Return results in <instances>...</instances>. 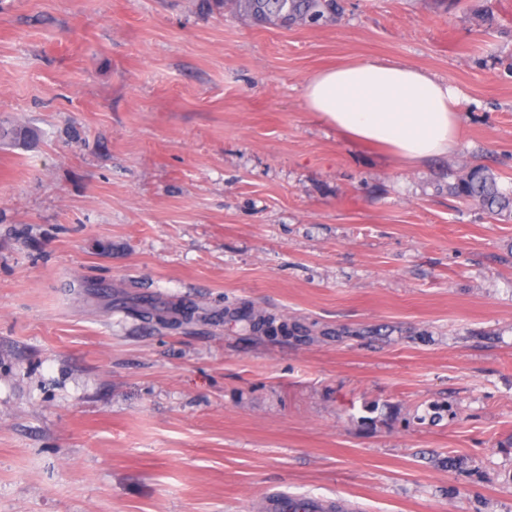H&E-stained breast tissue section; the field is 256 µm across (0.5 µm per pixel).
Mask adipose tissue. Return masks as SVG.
Here are the masks:
<instances>
[{
	"instance_id": "obj_1",
	"label": "adipose tissue",
	"mask_w": 512,
	"mask_h": 512,
	"mask_svg": "<svg viewBox=\"0 0 512 512\" xmlns=\"http://www.w3.org/2000/svg\"><path fill=\"white\" fill-rule=\"evenodd\" d=\"M302 96L342 133L405 162L446 155L458 136L456 89L410 65L363 59L329 67L306 81Z\"/></svg>"
}]
</instances>
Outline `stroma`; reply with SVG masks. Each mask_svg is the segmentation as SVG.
<instances>
[{
	"mask_svg": "<svg viewBox=\"0 0 512 512\" xmlns=\"http://www.w3.org/2000/svg\"><path fill=\"white\" fill-rule=\"evenodd\" d=\"M0 0V512H512V0ZM460 95L406 164L315 72ZM335 0H244L252 16L261 23L288 24L303 21L318 24L336 9ZM302 96L342 133L405 162L446 155L458 136L456 89L410 65L363 59L325 68L306 81ZM459 192L466 197L491 203L495 205L497 211L510 209L512 212V199L500 194L495 178L487 172L474 170L469 173L468 177L461 182ZM350 505L343 500H291L279 491L271 492L262 504L266 512H343Z\"/></svg>",
	"mask_w": 512,
	"mask_h": 512,
	"instance_id": "obj_1",
	"label": "stroma"
}]
</instances>
